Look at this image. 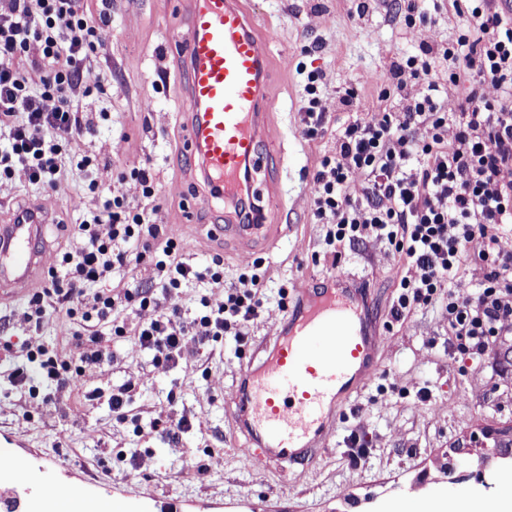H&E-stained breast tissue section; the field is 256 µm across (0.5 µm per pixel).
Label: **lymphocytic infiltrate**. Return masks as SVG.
<instances>
[{
  "label": "lymphocytic infiltrate",
  "mask_w": 512,
  "mask_h": 512,
  "mask_svg": "<svg viewBox=\"0 0 512 512\" xmlns=\"http://www.w3.org/2000/svg\"><path fill=\"white\" fill-rule=\"evenodd\" d=\"M451 2L465 18L456 41L397 55L381 79L382 112L337 127L333 150L311 177L312 219L324 226L333 259L373 242L391 247L406 265L392 317L403 321L442 302L450 334L469 355L484 357L512 327V254L498 247L512 224V5ZM108 22L106 12L88 13L79 0H0V182L20 174L48 194L66 182L62 151L96 132L75 99L87 91L86 61ZM323 78L312 69L304 86L301 121L311 138L330 124ZM464 83L467 95L448 110L449 90ZM487 83L496 96L484 93ZM393 97L394 110L386 106ZM116 180L135 182L139 201L109 192L90 218L71 225L79 246L60 256L27 301L31 336L8 379L29 396L38 395L39 383L67 388L88 368L113 361L108 343L117 338L134 337L154 364L172 367L186 361L189 335L243 345L265 304L256 262L222 300L201 298L192 323H184L167 298L198 282L223 286V263H191L185 240L158 223L164 201L149 164L117 167ZM467 262L484 277L474 297L460 298L453 282ZM140 265L148 268L145 285L114 286L123 270ZM50 313L69 322L79 356L40 339Z\"/></svg>",
  "instance_id": "1"
}]
</instances>
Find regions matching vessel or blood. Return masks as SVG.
Wrapping results in <instances>:
<instances>
[{"instance_id":"1","label":"vessel or blood","mask_w":512,"mask_h":512,"mask_svg":"<svg viewBox=\"0 0 512 512\" xmlns=\"http://www.w3.org/2000/svg\"><path fill=\"white\" fill-rule=\"evenodd\" d=\"M179 14L186 29L177 38L189 70L186 146L208 182L197 207L217 197L253 202L249 215L226 213L212 228L251 252L268 236L264 205L278 203L257 184L271 41L259 35L241 0H180ZM48 222L44 207L29 203L0 223V303L18 298L44 273L39 243ZM297 296L273 340L241 368L226 401L254 465L278 474L312 465L326 449L339 407L372 380L381 343L366 289L345 274ZM0 464L27 484L30 459L0 449Z\"/></svg>"}]
</instances>
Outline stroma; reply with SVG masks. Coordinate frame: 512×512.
Listing matches in <instances>:
<instances>
[{
    "label": "stroma",
    "mask_w": 512,
    "mask_h": 512,
    "mask_svg": "<svg viewBox=\"0 0 512 512\" xmlns=\"http://www.w3.org/2000/svg\"><path fill=\"white\" fill-rule=\"evenodd\" d=\"M358 0H244L260 32L273 33L269 72L272 132L288 150L270 176L281 206L268 209L269 224L280 231L277 248L240 257L233 241L206 235L187 237L186 257L195 263L224 260L223 288L196 284L181 289L176 301L192 320L201 295L220 300L254 260L264 261L269 300L255 320L243 353L233 340L223 352L187 342V363L155 366L130 339L118 341V358L86 371L77 387L21 399L0 377V430L8 431L17 452L37 454L52 466L36 480L43 512L87 495L97 507L116 503L127 512H160L159 502L179 512H385L387 504L418 501L437 489L448 496V512H458L460 493L495 502L512 483L483 488L475 480L450 483L442 463L467 461L470 470H501L512 449V366L467 358L448 342L441 305L416 311L402 322L390 316L402 263L380 243L361 253L345 252L338 262L325 258V231L311 219V176L333 146L331 135L308 137L299 109L305 71L326 75L324 106L332 126L349 118L339 103L345 87L357 89L377 109L379 78L397 54L426 41L455 36L464 20L448 0H426L437 8L433 27L405 26L396 0H370L363 20H354ZM88 9H109L112 22L100 33L86 73L89 92L79 104L88 112L110 113L79 154L96 157L97 193H89L76 168L79 154L64 157L68 178L56 194L28 187L23 176L0 184V207L43 203L54 222L45 228L49 250L45 266L75 242L67 225L99 204L113 183V164L151 165L168 201L159 222L179 229L192 210V184L200 175L185 152L179 115L187 83L184 58L175 34L178 0H80ZM319 50L307 56L303 46ZM368 288L382 346L379 369L365 388L353 393L314 465L292 467L279 476L255 467L236 440L225 401L241 367L256 346L273 336L286 315L277 304L280 285L313 288L334 272ZM131 384L132 413L143 419L189 418L193 428L176 444L157 432H135L117 421L106 400H85L93 389L111 392Z\"/></svg>",
    "instance_id": "1"
}]
</instances>
